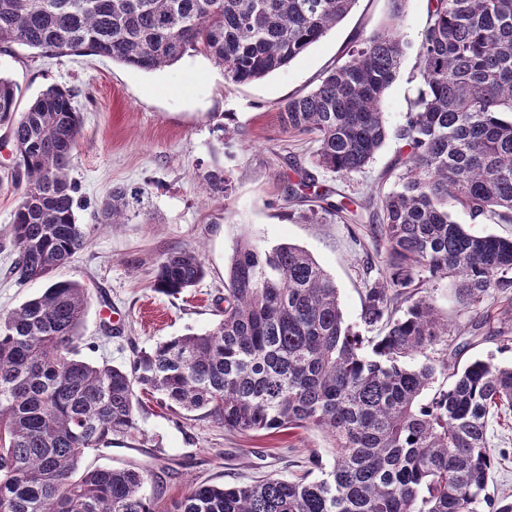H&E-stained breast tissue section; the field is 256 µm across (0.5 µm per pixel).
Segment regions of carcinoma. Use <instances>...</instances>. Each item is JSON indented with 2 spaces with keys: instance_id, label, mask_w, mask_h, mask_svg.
<instances>
[{
  "instance_id": "cac0c4a2",
  "label": "carcinoma",
  "mask_w": 512,
  "mask_h": 512,
  "mask_svg": "<svg viewBox=\"0 0 512 512\" xmlns=\"http://www.w3.org/2000/svg\"><path fill=\"white\" fill-rule=\"evenodd\" d=\"M357 0H0V44L66 57L90 53L153 71L189 53L209 57L232 83L279 71L343 20ZM390 24L366 39L312 91L291 97L282 129L310 134L313 165L363 172L389 136L381 112L406 45ZM421 89L397 136L396 179L371 187L362 208L388 247L389 266L364 281L367 335L345 324L331 277L304 249L243 236L224 277L222 319L135 352L127 365L80 356L87 287L53 274L88 243L69 177L82 131L72 90L53 85L24 112L0 76V125L24 186L9 230L10 273L47 281L38 296L0 314V512H512L494 497L491 418L512 410V366L449 363L436 382L427 352L448 335L419 278L452 280L474 305L512 288V238L478 236L450 219L512 224V0H430L418 50ZM285 199L306 202L311 175L296 169ZM223 198L230 176H204ZM145 186L112 188L98 223L154 220ZM303 218L346 221L348 202H321ZM205 275L200 252L171 249L152 287L166 295ZM422 356L420 364L412 360ZM171 410L204 411L229 431L316 428L334 441L327 477H266L226 488L201 483L162 500L164 481L138 467H86L90 453L139 431V395ZM152 490H147V487Z\"/></svg>"
}]
</instances>
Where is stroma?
Returning <instances> with one entry per match:
<instances>
[{
    "instance_id": "stroma-1",
    "label": "stroma",
    "mask_w": 512,
    "mask_h": 512,
    "mask_svg": "<svg viewBox=\"0 0 512 512\" xmlns=\"http://www.w3.org/2000/svg\"><path fill=\"white\" fill-rule=\"evenodd\" d=\"M429 0H405L397 31L408 50L397 79L381 105L387 125L398 129L416 97V53L426 25ZM388 0H358L350 14L284 69L247 84H234L211 59L188 54L172 66L144 72L107 58L80 54L43 56L19 44L0 46V76L18 87L17 106L29 103L52 85L73 89L82 132L70 177L88 207L80 223L91 228L89 243L56 279L89 289L81 333L83 354L95 362L125 364L134 351L174 336L212 329L220 320L224 271L238 238L263 246L291 243L308 251L332 277L347 325L360 329V290L364 254L377 268L388 260L387 245L373 239L368 225L346 224L333 216L318 222L301 218L299 207L284 200L283 182L291 164L313 170L322 188L365 198L397 158L402 143L389 137L365 172L349 177L314 169L311 137L285 132L278 112L289 97L313 89L321 75L348 59L355 45L381 30ZM241 128L244 140L222 143L224 125ZM0 127V313L41 293L44 281L19 283L10 275L13 256L2 243L20 192L7 182L15 162ZM222 168L231 179L228 197L214 201L205 191V174ZM148 185L155 223L133 221L95 226L93 210L115 186ZM173 248H198L205 277L172 297L151 287L159 256ZM425 288L448 334L436 356L467 363L474 358L512 364V292L493 294L474 306L462 305L450 280H427ZM112 319H104V309ZM138 438L114 445L87 464L153 470L173 466L164 496L180 497L197 482L234 486L273 475L304 473L308 456L318 452L324 467L333 463L332 441L321 431L231 433L199 412L182 417L144 401ZM489 446L497 464L492 490L512 493V412L494 418Z\"/></svg>"
}]
</instances>
